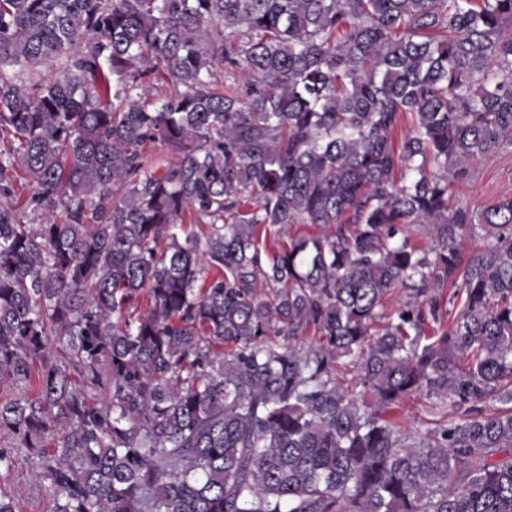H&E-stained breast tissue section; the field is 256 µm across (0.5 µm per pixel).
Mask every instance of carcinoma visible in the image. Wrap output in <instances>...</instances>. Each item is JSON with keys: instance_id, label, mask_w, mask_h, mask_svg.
<instances>
[{"instance_id": "cac0c4a2", "label": "carcinoma", "mask_w": 512, "mask_h": 512, "mask_svg": "<svg viewBox=\"0 0 512 512\" xmlns=\"http://www.w3.org/2000/svg\"><path fill=\"white\" fill-rule=\"evenodd\" d=\"M504 145L512 0H0V467L53 512H512V197L450 196ZM24 175L19 171L18 177L15 181L16 186V195L18 197V207L19 213L21 215L22 220L27 224L36 223L34 219H36L35 215L31 213L30 209L26 207L27 200L30 195L33 194L35 188L31 182H27L24 180ZM424 409L421 400L416 399L407 402L403 409L395 413L394 417L406 422L413 430L425 432L427 429L435 426V420L439 419V416H433ZM38 460L27 456L24 451L15 455L13 466L0 469V487L15 495L17 512H51L52 497L46 486L35 483L32 473Z\"/></svg>"}]
</instances>
